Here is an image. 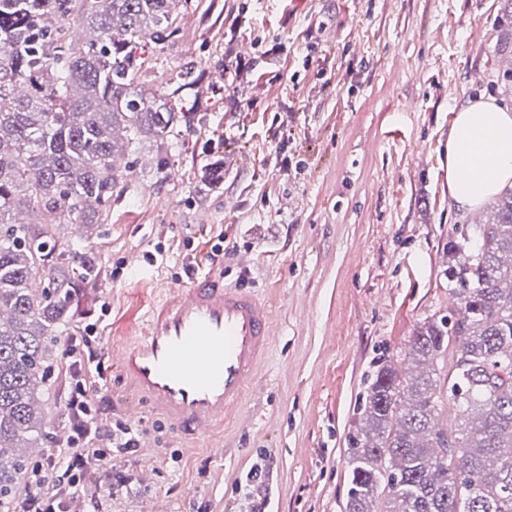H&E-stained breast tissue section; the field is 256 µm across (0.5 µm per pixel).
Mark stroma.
I'll return each mask as SVG.
<instances>
[{
    "mask_svg": "<svg viewBox=\"0 0 512 512\" xmlns=\"http://www.w3.org/2000/svg\"><path fill=\"white\" fill-rule=\"evenodd\" d=\"M501 0H189L178 33L141 41L146 87H167L192 67L210 110L158 164L146 142L122 158L103 223L66 225L105 274L82 291L74 325L101 322L112 357L145 325L170 283L187 284L186 249L209 251L225 231L234 248L225 284L273 306L271 352L242 408L251 423L225 424L188 444L148 408L134 425L154 448L114 454L106 492L82 512H250L239 493L266 464L267 512H345L359 408L382 355H404L414 329L447 314L448 242L475 231L448 191V132L456 108L489 101ZM475 28L487 36L470 41ZM249 64L234 74L237 60ZM222 70L224 81L214 80ZM235 81L243 108L228 104ZM290 126L293 141L275 134ZM423 147L415 154L413 144ZM224 164L219 189L207 166ZM155 254L147 275L135 258ZM122 267L121 277L108 272ZM57 352L54 382L39 396L48 447L66 436L69 377ZM226 447L213 458L211 445Z\"/></svg>",
    "mask_w": 512,
    "mask_h": 512,
    "instance_id": "1",
    "label": "stroma"
}]
</instances>
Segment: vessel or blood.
<instances>
[{"label": "vessel or blood", "mask_w": 512, "mask_h": 512, "mask_svg": "<svg viewBox=\"0 0 512 512\" xmlns=\"http://www.w3.org/2000/svg\"><path fill=\"white\" fill-rule=\"evenodd\" d=\"M273 308L216 274L168 288L117 356L129 416L146 402L177 437L214 434L240 411L272 342Z\"/></svg>", "instance_id": "obj_1"}]
</instances>
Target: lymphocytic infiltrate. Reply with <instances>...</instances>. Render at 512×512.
<instances>
[{
  "instance_id": "obj_1",
  "label": "lymphocytic infiltrate",
  "mask_w": 512,
  "mask_h": 512,
  "mask_svg": "<svg viewBox=\"0 0 512 512\" xmlns=\"http://www.w3.org/2000/svg\"><path fill=\"white\" fill-rule=\"evenodd\" d=\"M71 391L66 409L71 434L64 447L50 449L33 467V479L21 500L19 512H65L67 500L87 495L112 462L113 449L136 451L139 429L104 413L89 399L90 393L106 392L103 375V343L95 325L77 329L67 340ZM110 435L113 448L98 444Z\"/></svg>"
}]
</instances>
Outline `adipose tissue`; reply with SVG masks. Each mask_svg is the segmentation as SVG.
Wrapping results in <instances>:
<instances>
[{"label": "adipose tissue", "instance_id": "ef3b65f1", "mask_svg": "<svg viewBox=\"0 0 512 512\" xmlns=\"http://www.w3.org/2000/svg\"><path fill=\"white\" fill-rule=\"evenodd\" d=\"M448 189L458 209L485 204L512 184V113L491 102L462 106L448 133Z\"/></svg>", "mask_w": 512, "mask_h": 512}]
</instances>
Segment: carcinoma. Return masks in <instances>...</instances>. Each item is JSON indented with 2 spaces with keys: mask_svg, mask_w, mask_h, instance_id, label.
Here are the masks:
<instances>
[{
  "mask_svg": "<svg viewBox=\"0 0 512 512\" xmlns=\"http://www.w3.org/2000/svg\"><path fill=\"white\" fill-rule=\"evenodd\" d=\"M178 0H0V512L44 445L35 406L57 336L79 309L76 283L98 278L64 224H97L112 206L119 151L173 147L206 120L185 68L144 88L138 42L174 37ZM495 30L512 46V0ZM491 222L448 241L452 315L414 330L405 358L385 356L353 439L345 512H512V188ZM457 450L448 458V449Z\"/></svg>",
  "mask_w": 512,
  "mask_h": 512,
  "instance_id": "1",
  "label": "carcinoma"
}]
</instances>
